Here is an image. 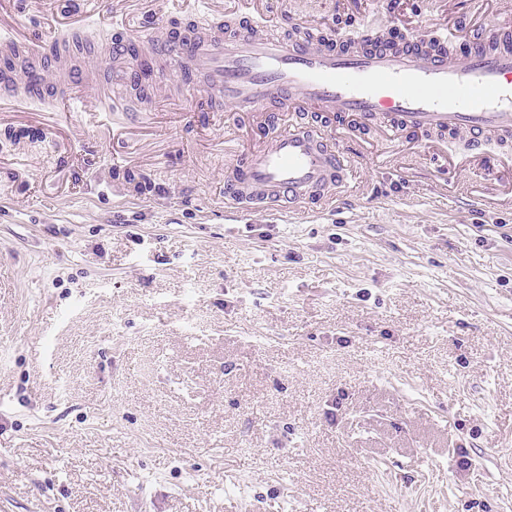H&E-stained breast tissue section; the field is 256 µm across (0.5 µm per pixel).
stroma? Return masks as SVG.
I'll return each instance as SVG.
<instances>
[{"label":"stroma","instance_id":"1","mask_svg":"<svg viewBox=\"0 0 512 512\" xmlns=\"http://www.w3.org/2000/svg\"><path fill=\"white\" fill-rule=\"evenodd\" d=\"M79 0H0L36 41ZM238 0H112L123 32ZM506 0H257L269 33L451 38ZM0 112V512H512V142L339 130L315 212L224 209L229 125L148 88Z\"/></svg>","mask_w":512,"mask_h":512}]
</instances>
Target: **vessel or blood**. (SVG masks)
Instances as JSON below:
<instances>
[{"label": "vessel or blood", "mask_w": 512, "mask_h": 512, "mask_svg": "<svg viewBox=\"0 0 512 512\" xmlns=\"http://www.w3.org/2000/svg\"><path fill=\"white\" fill-rule=\"evenodd\" d=\"M240 2L243 12L232 32L204 22L185 37L167 31L142 39L118 35L83 57L74 56L69 38L38 45L0 20V49L19 61L16 77L0 85V100L41 91L50 69L61 101L82 85L104 111L117 112L127 85L143 75L141 59L153 57L157 83H170V72H178L173 92L199 93L201 111L225 107L268 122L279 111L311 113V121L238 159L224 182L225 206L236 213L264 206L297 211L329 201L350 171L346 154L330 146L323 131L329 114L357 128L379 118L395 134L452 131L481 140L512 133V41L482 37L454 60L442 50V38L425 31L398 50L365 53L352 45L338 51L309 37L267 36L248 10L252 0Z\"/></svg>", "instance_id": "vessel-or-blood-1"}]
</instances>
